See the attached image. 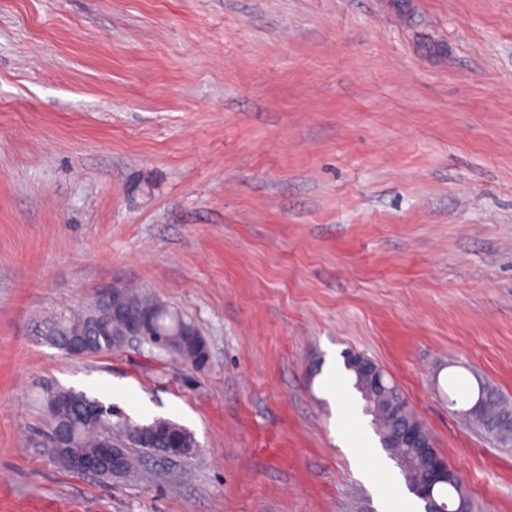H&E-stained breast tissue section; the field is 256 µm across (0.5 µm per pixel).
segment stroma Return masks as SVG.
<instances>
[{
  "label": "stroma",
  "instance_id": "1",
  "mask_svg": "<svg viewBox=\"0 0 512 512\" xmlns=\"http://www.w3.org/2000/svg\"><path fill=\"white\" fill-rule=\"evenodd\" d=\"M181 311L202 368L46 334L111 288ZM404 393L476 512L512 449V0H0V512H379L329 366ZM172 420L197 447L101 481L63 468L47 389ZM468 421L491 436L501 448H512V407L484 383H478L477 397L461 409Z\"/></svg>",
  "mask_w": 512,
  "mask_h": 512
}]
</instances>
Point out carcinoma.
<instances>
[{
	"label": "carcinoma",
	"instance_id": "obj_1",
	"mask_svg": "<svg viewBox=\"0 0 512 512\" xmlns=\"http://www.w3.org/2000/svg\"><path fill=\"white\" fill-rule=\"evenodd\" d=\"M126 295L121 314L114 316L108 313L104 300L95 302L79 314L61 316L52 321L48 336L58 347L78 341L84 344L86 354L94 355L123 347L127 325L135 322L142 325L144 335L163 340L161 344L146 342L150 348L196 368L206 364L207 355L201 351V347L181 335L182 326L188 324L182 314L148 293L128 289ZM352 386L364 401V412L371 416V424L382 448L400 468L406 484L423 482L426 475L423 458L417 449L407 447L404 436L409 428L422 437L428 431L412 412L403 393L393 383L376 390L365 379H353ZM59 394L67 397L68 402L51 412L49 433L59 429L65 434V447L53 450L52 455L67 467L72 457L92 454L112 443V437L108 435L112 429V412L106 413L107 422L89 426L84 421V412L85 403L90 398L74 391ZM59 394L49 393L48 402H53ZM461 413L471 424L490 435L500 447L512 448V407L494 389L478 383L476 399ZM152 424L157 428V435L150 447L195 446L192 433L176 422L155 419ZM434 496L446 504L447 512H455L459 506L466 512H473L474 505L462 483H440L435 487Z\"/></svg>",
	"mask_w": 512,
	"mask_h": 512
}]
</instances>
